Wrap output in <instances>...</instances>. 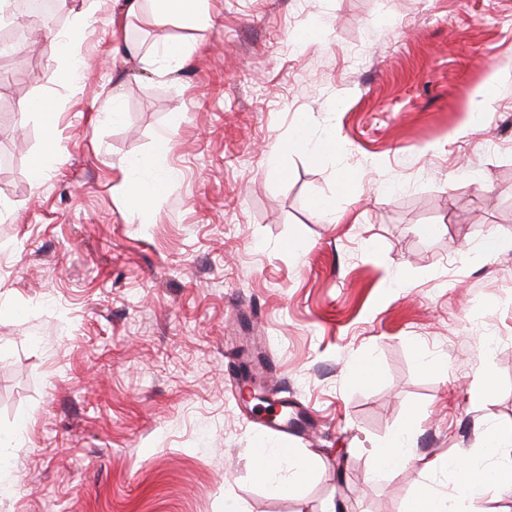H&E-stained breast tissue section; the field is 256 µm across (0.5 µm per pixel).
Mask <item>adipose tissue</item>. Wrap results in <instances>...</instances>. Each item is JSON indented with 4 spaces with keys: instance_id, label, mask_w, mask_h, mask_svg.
I'll return each mask as SVG.
<instances>
[{
    "instance_id": "1",
    "label": "adipose tissue",
    "mask_w": 512,
    "mask_h": 512,
    "mask_svg": "<svg viewBox=\"0 0 512 512\" xmlns=\"http://www.w3.org/2000/svg\"><path fill=\"white\" fill-rule=\"evenodd\" d=\"M125 9L130 15L148 11L151 21L160 26L178 21L190 27H204L210 21L208 0H127ZM169 151L170 135L161 133L155 144L152 178L138 187L130 207L131 219H141L174 178L175 172L167 164ZM410 435V430H403L389 447L379 449L372 471L374 481L387 480L394 472L417 464L418 459L408 446ZM484 441L492 450L493 463L481 465L474 459L460 456L448 460L449 469L456 475L457 512H467V504L480 497L489 486L512 487V426L486 434Z\"/></svg>"
}]
</instances>
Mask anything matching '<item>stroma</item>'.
<instances>
[{
    "label": "stroma",
    "mask_w": 512,
    "mask_h": 512,
    "mask_svg": "<svg viewBox=\"0 0 512 512\" xmlns=\"http://www.w3.org/2000/svg\"><path fill=\"white\" fill-rule=\"evenodd\" d=\"M209 2L189 28L59 0L48 30L80 26L78 56L9 65L0 512H406L422 488L452 495L448 456L482 457L485 431L512 425V251H473L512 238V0ZM124 40L137 56L114 58ZM168 41L191 51L166 73ZM300 127L310 149L273 156ZM166 130L176 175L129 223ZM228 343L272 361L304 431L281 441L249 416ZM365 360L373 379L352 370ZM407 426L440 467L372 481ZM284 445L318 477L279 496L254 450Z\"/></svg>",
    "instance_id": "1"
}]
</instances>
